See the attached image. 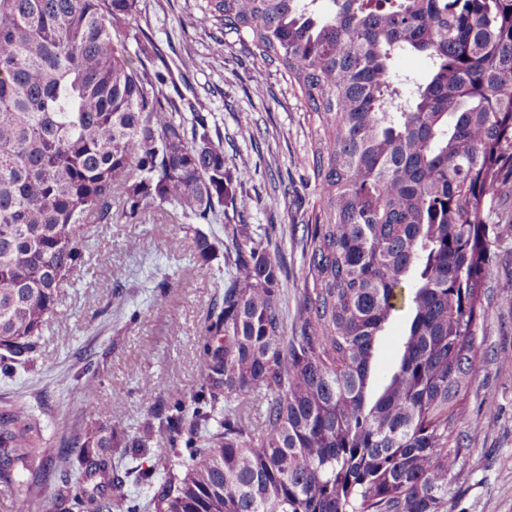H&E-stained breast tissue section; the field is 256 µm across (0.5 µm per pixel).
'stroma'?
<instances>
[{
  "label": "stroma",
  "instance_id": "obj_1",
  "mask_svg": "<svg viewBox=\"0 0 512 512\" xmlns=\"http://www.w3.org/2000/svg\"><path fill=\"white\" fill-rule=\"evenodd\" d=\"M197 3L141 0L132 26L158 45L163 58L155 67L168 92L209 113L228 167L249 171L250 208L226 213L224 221L268 239L282 267L279 309L290 336L312 285L304 246L319 189L306 160L323 130L281 71L257 75L252 55L201 23ZM490 238L492 274L477 321L482 345L451 437L462 453L448 474L446 512H512V224L493 225ZM131 240L138 251L128 250ZM91 245L110 253V264L85 265L64 284L33 368L0 376V397L25 402L45 425L48 459L36 482L50 505L61 474L73 468L64 453L71 441L116 420L135 433L169 391L188 398L198 391L203 319L227 276L220 258L192 271L191 240L177 223L117 218L93 227ZM147 376L159 383L151 397L139 390Z\"/></svg>",
  "mask_w": 512,
  "mask_h": 512
}]
</instances>
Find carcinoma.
Returning a JSON list of instances; mask_svg holds the SVG:
<instances>
[{
	"label": "carcinoma",
	"mask_w": 512,
	"mask_h": 512,
	"mask_svg": "<svg viewBox=\"0 0 512 512\" xmlns=\"http://www.w3.org/2000/svg\"><path fill=\"white\" fill-rule=\"evenodd\" d=\"M203 0L202 20L247 40L257 73L281 67L324 135L305 243L313 296L284 336L281 267L246 228L226 245L201 224L249 207L208 114L165 92L139 0H0V374L33 365L60 289L108 264L90 224L156 213L192 234L194 266L230 268L203 322L202 383L129 437L73 443L62 512L129 499L110 448L139 452L155 512H443L449 446L480 343L490 280L487 206L512 182V0ZM429 63L402 98L395 61ZM190 111V116L183 115ZM408 327L377 392L374 351L399 291ZM263 397L262 420L247 415ZM43 425L0 397V488L48 512L26 478Z\"/></svg>",
	"instance_id": "cac0c4a2"
}]
</instances>
